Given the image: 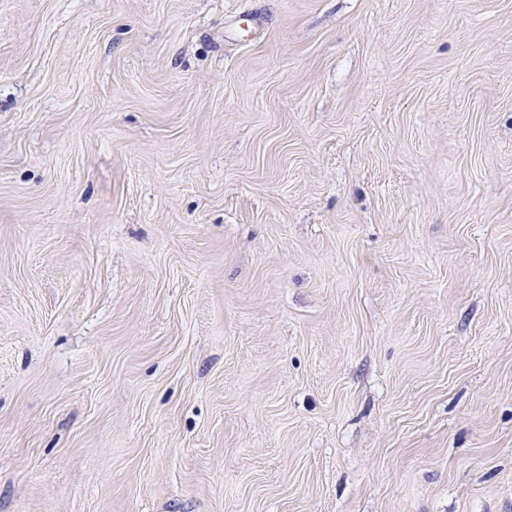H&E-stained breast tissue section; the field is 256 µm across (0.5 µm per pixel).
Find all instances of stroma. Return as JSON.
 Segmentation results:
<instances>
[{
    "label": "stroma",
    "instance_id": "1",
    "mask_svg": "<svg viewBox=\"0 0 512 512\" xmlns=\"http://www.w3.org/2000/svg\"><path fill=\"white\" fill-rule=\"evenodd\" d=\"M0 512H512V0H0Z\"/></svg>",
    "mask_w": 512,
    "mask_h": 512
}]
</instances>
